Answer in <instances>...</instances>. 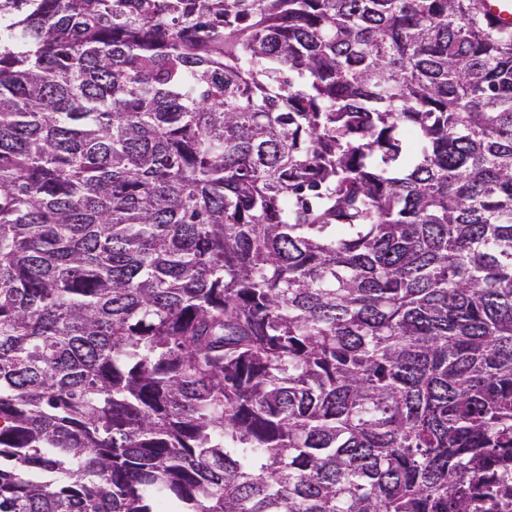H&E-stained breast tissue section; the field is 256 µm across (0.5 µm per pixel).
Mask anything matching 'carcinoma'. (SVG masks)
Listing matches in <instances>:
<instances>
[{
  "label": "carcinoma",
  "instance_id": "1",
  "mask_svg": "<svg viewBox=\"0 0 512 512\" xmlns=\"http://www.w3.org/2000/svg\"><path fill=\"white\" fill-rule=\"evenodd\" d=\"M511 501L512 29L0 0V512Z\"/></svg>",
  "mask_w": 512,
  "mask_h": 512
}]
</instances>
